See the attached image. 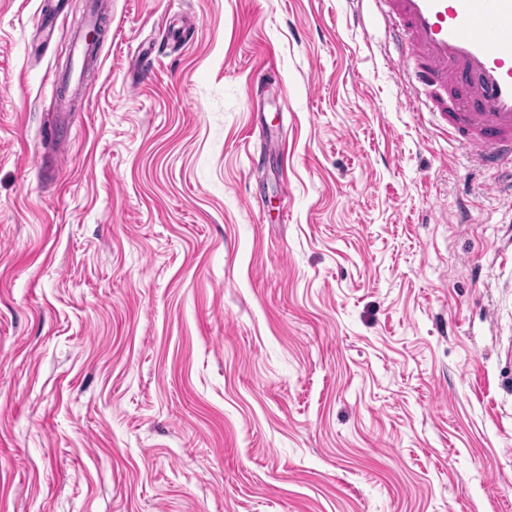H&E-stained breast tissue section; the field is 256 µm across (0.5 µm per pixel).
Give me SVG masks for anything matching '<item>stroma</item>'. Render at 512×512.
<instances>
[{
  "label": "stroma",
  "mask_w": 512,
  "mask_h": 512,
  "mask_svg": "<svg viewBox=\"0 0 512 512\" xmlns=\"http://www.w3.org/2000/svg\"><path fill=\"white\" fill-rule=\"evenodd\" d=\"M40 3L0 0V512H512V184L373 0H112L71 112L88 0L47 44ZM95 58V49L82 32L74 34L70 65L52 80V94L56 98L58 110L65 112L69 93L82 87L87 68Z\"/></svg>",
  "instance_id": "1"
}]
</instances>
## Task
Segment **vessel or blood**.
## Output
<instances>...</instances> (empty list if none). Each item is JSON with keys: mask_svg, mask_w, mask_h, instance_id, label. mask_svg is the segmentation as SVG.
I'll use <instances>...</instances> for the list:
<instances>
[{"mask_svg": "<svg viewBox=\"0 0 512 512\" xmlns=\"http://www.w3.org/2000/svg\"><path fill=\"white\" fill-rule=\"evenodd\" d=\"M398 46L409 105L423 103L486 167L512 163V0H374ZM95 49L82 33L52 80L58 107L82 87Z\"/></svg>", "mask_w": 512, "mask_h": 512, "instance_id": "vessel-or-blood-1", "label": "vessel or blood"}]
</instances>
